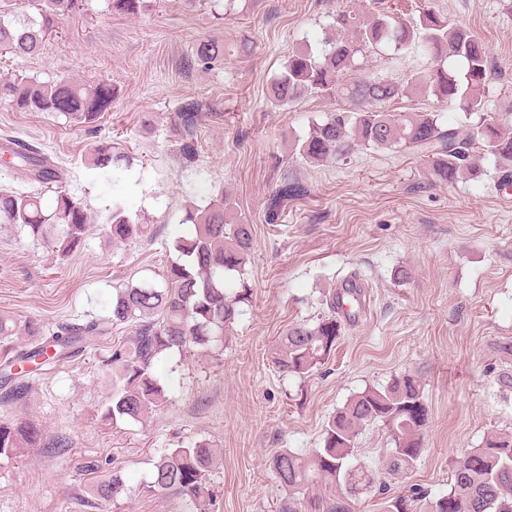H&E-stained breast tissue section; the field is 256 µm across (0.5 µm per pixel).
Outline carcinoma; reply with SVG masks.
I'll list each match as a JSON object with an SVG mask.
<instances>
[{
	"mask_svg": "<svg viewBox=\"0 0 512 512\" xmlns=\"http://www.w3.org/2000/svg\"><path fill=\"white\" fill-rule=\"evenodd\" d=\"M86 0H0V52L17 57L39 55L53 33L69 16L84 9ZM150 7V0H108L109 11L135 16ZM34 10L29 14L28 10ZM335 33L325 38L318 52L298 51L288 57L281 74L270 84L268 101L286 108L304 94L345 101L346 106L326 113L302 141L299 152L314 164L340 160L359 147L372 151L410 152L426 158L435 175L452 183L475 170L480 154L494 158L499 182L512 183V133L502 120L483 117V89L488 79V55L483 45L465 29L428 12L415 22L393 13L390 7L363 15L346 10L333 17ZM385 47L415 51L429 57L433 69L412 73L403 82L360 73V60ZM230 49L209 39L197 42L191 64L204 70L224 67ZM410 91L431 96L441 104L456 103L465 120L479 116L463 131L445 123L439 112H391L394 101ZM112 84H81L61 79L42 82L34 78L0 80V102L21 112H55L78 127H91L112 108ZM213 115L199 98L186 100L169 116L170 129L180 142L183 159L196 157L199 127ZM14 166L28 172L41 185L56 184L54 204L46 209L39 190H0V224L28 228L36 240H46L61 227L62 251L83 247L90 218L84 204L60 185L61 175L50 158L35 146L9 141L0 146ZM96 168L129 165L128 156L108 140L98 141L87 157ZM295 182H284L269 199L268 221L279 219L282 204L301 194ZM183 223L192 231L174 240L176 260L169 263L162 285L144 281L116 289L109 315L85 323H63L49 330L35 317L23 321L0 316V401L26 397L28 378L13 372L24 363L38 366V359H65L79 352L90 336L128 324L134 336L112 353L117 388L105 405L103 418L139 421L166 401L152 368L163 354L177 350L207 349L228 335L250 302L245 265L253 247V226L230 219L224 193L203 207L185 209ZM148 225L132 219L124 206L113 203L106 233L114 243L137 240ZM336 295L326 301L327 313L316 322L292 324L279 337L273 363L283 374L300 378L325 364L345 334V323L336 312ZM24 336L20 350L13 337ZM429 409L416 377L402 374L382 387L367 388L331 415L321 444L303 456L290 449L272 458L280 485L288 490L280 512H325L314 498L305 497L308 486L324 481L339 483L353 496L361 489L385 488L383 474L412 469L423 452ZM386 429L392 447L381 470L357 462V439L369 425ZM43 440L33 422L17 420L0 424V457L14 458ZM217 450L204 441L164 450L153 462L146 491H169L190 501L206 498ZM127 492L122 477L114 474L91 490L97 509H106ZM512 512V432L488 434L482 444L455 460L448 492L431 497L412 490L398 497L390 512Z\"/></svg>",
	"mask_w": 512,
	"mask_h": 512,
	"instance_id": "cac0c4a2",
	"label": "carcinoma"
}]
</instances>
